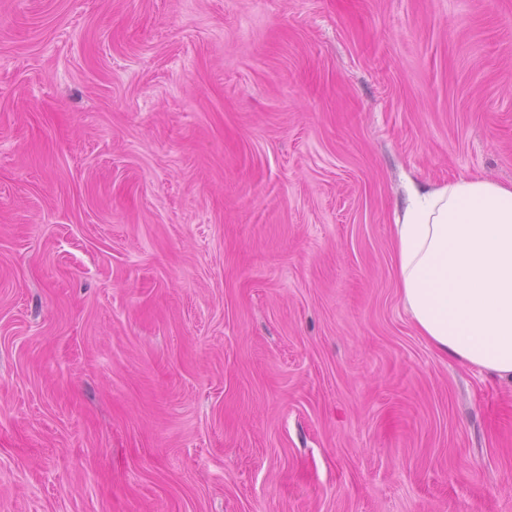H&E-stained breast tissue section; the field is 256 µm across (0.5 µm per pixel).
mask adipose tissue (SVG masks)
<instances>
[{
    "instance_id": "ef3b65f1",
    "label": "adipose tissue",
    "mask_w": 512,
    "mask_h": 512,
    "mask_svg": "<svg viewBox=\"0 0 512 512\" xmlns=\"http://www.w3.org/2000/svg\"><path fill=\"white\" fill-rule=\"evenodd\" d=\"M404 310L443 357L512 381V185L414 189L392 226Z\"/></svg>"
}]
</instances>
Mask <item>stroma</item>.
<instances>
[{
	"label": "stroma",
	"instance_id": "35a3bbf8",
	"mask_svg": "<svg viewBox=\"0 0 512 512\" xmlns=\"http://www.w3.org/2000/svg\"><path fill=\"white\" fill-rule=\"evenodd\" d=\"M474 176L512 0H0V512H512L393 267Z\"/></svg>",
	"mask_w": 512,
	"mask_h": 512
}]
</instances>
